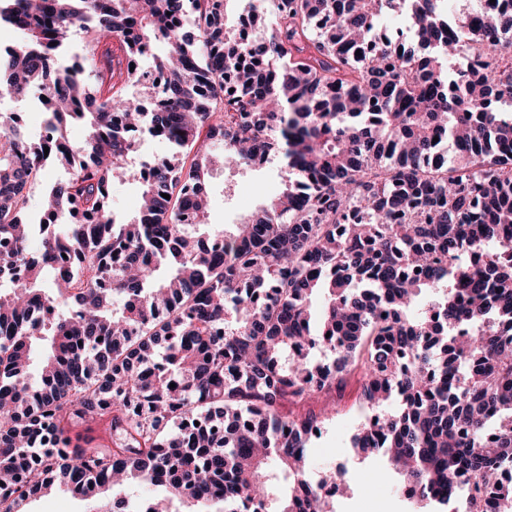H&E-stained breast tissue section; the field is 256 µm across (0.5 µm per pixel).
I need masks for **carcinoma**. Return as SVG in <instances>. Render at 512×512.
Segmentation results:
<instances>
[{
  "label": "carcinoma",
  "instance_id": "obj_1",
  "mask_svg": "<svg viewBox=\"0 0 512 512\" xmlns=\"http://www.w3.org/2000/svg\"><path fill=\"white\" fill-rule=\"evenodd\" d=\"M229 2L0 0L21 37L0 50V99L43 90L46 58L90 34L56 67L38 136L0 112V240L15 243L0 252V512L60 486L106 503L123 484L165 488L151 512H329L305 479L322 419L281 406L357 368L375 415L355 447L420 503L448 505L463 479L472 512H512V0H273L255 38ZM388 10L417 46L380 32ZM83 119L74 148L65 128ZM145 136L175 153L141 163L142 206L119 221L110 189ZM216 142L226 168L283 154L284 188L203 244ZM50 163L65 177L44 213L72 222L47 232L27 189ZM424 291L438 298L418 309ZM87 422L123 442L71 447Z\"/></svg>",
  "mask_w": 512,
  "mask_h": 512
}]
</instances>
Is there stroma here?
Returning a JSON list of instances; mask_svg holds the SVG:
<instances>
[{
    "instance_id": "obj_1",
    "label": "stroma",
    "mask_w": 512,
    "mask_h": 512,
    "mask_svg": "<svg viewBox=\"0 0 512 512\" xmlns=\"http://www.w3.org/2000/svg\"><path fill=\"white\" fill-rule=\"evenodd\" d=\"M284 157L277 156L253 169L217 171L209 185L211 202L208 221L212 224L239 223L251 211L283 189L280 171ZM328 409L330 416L319 434L308 444L309 467L306 479L318 484L330 470H344L347 484L343 493L331 498L333 512H417L416 502L402 487V477L386 457L357 454L352 439L372 416L362 404L361 380L351 375L340 391L319 397L294 410Z\"/></svg>"
}]
</instances>
